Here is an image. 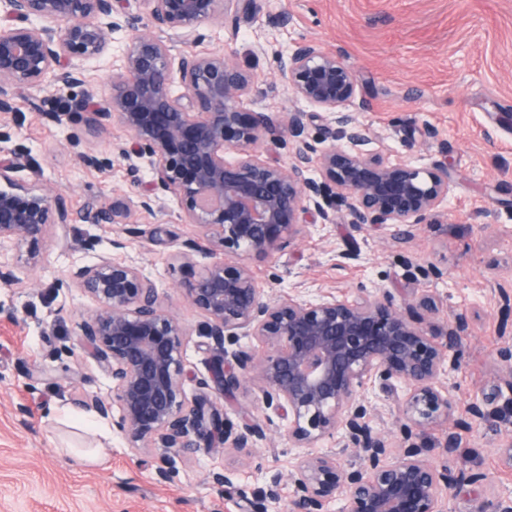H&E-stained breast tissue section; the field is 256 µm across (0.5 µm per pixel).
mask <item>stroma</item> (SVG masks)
Masks as SVG:
<instances>
[{
	"mask_svg": "<svg viewBox=\"0 0 512 512\" xmlns=\"http://www.w3.org/2000/svg\"><path fill=\"white\" fill-rule=\"evenodd\" d=\"M224 11L227 25H205L202 42L176 38L169 46L175 55L232 51L241 69L259 77L244 108H299L260 48L314 39L342 54L367 102L360 120L389 160L419 167L444 162L452 172L447 219L421 226L409 243L394 242L385 226L355 235L344 223L318 224L253 268L271 298L295 285L338 295L377 286L399 305L421 292L433 296L438 309L429 319L439 325L468 316L469 333L442 380L458 406L479 399L478 423L460 431L454 417L443 415L407 437L402 396L388 399L372 388L367 398L372 426L394 448L411 442L425 448L431 463L484 474L482 485L457 487L447 512H487L491 500L512 491V370L497 357L500 347L512 345V305L500 297L512 285V0H224ZM127 37L124 30L113 33L109 53L87 63L85 87L31 88L42 111L25 107L19 119L0 121V147L31 163L19 172L20 185L61 191L76 212L116 201L131 211L124 224L50 226L25 284L0 285V512H242L238 497L224 496L210 473H230L254 496L268 473H288L299 454L278 420L254 459L229 449L190 450L161 484L111 419L70 400L75 390L107 394L112 381L93 360L68 351L77 321L93 303L67 270L71 262L110 255L116 237L188 334V367L207 371L199 334L204 317L183 293L207 263L198 254L183 257L185 242L201 228L184 222L170 195L155 215L139 211L126 164L112 154L114 144L130 139L119 121L102 127L82 113L59 125L46 117L84 90L104 93ZM91 156L98 165L88 164ZM351 241L359 260L340 257ZM37 366L50 377L32 379ZM264 414L262 382L253 374L225 401L224 417L237 429L244 418ZM452 434L458 446L448 456L443 448Z\"/></svg>",
	"mask_w": 512,
	"mask_h": 512,
	"instance_id": "1",
	"label": "stroma"
}]
</instances>
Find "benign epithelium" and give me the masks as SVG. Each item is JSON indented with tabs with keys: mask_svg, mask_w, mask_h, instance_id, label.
Wrapping results in <instances>:
<instances>
[{
	"mask_svg": "<svg viewBox=\"0 0 512 512\" xmlns=\"http://www.w3.org/2000/svg\"><path fill=\"white\" fill-rule=\"evenodd\" d=\"M124 2L0 0V114L17 115L18 94L31 87L84 85V64L108 51L113 33L130 31L107 93L86 91L72 108L101 126L116 118L131 133L113 154L127 162L135 183L139 160H146L151 180L140 194L142 212L154 215L160 196L170 193L180 200L185 223L205 230L188 248L212 262L184 291L206 316L200 335L208 339V376L187 368L186 334L161 304L156 284L117 254L126 243L114 239L116 255L68 268L69 279L94 303L76 324L75 345L112 380L109 394L74 391L71 401L112 419L133 453H153L154 474L163 483L180 454L197 448L205 433L244 455L267 442L271 418H248L235 432L223 417L222 401L255 373L265 409L288 421L296 447L312 448L339 434L360 460L353 468L331 454L295 458L288 512H325L339 497L345 512H446L443 504L459 484L483 476L434 466L412 445L388 461L391 442L370 425L373 406L364 391L376 386L391 397L396 384L405 386L406 434L458 409L460 426L469 428L482 418L480 404L458 408L441 380L449 340L467 335V317L436 326L414 315L416 307L436 311L433 297L422 294L402 309L379 287L341 299H307L291 288L271 299L248 263L218 259L216 250L269 259L305 233L300 215H311L314 224L336 223L332 195L345 203L354 231L395 225V240L407 243L420 225L445 215L448 165L392 162L374 147L356 116L365 103L356 101V81L341 53L312 40L272 50L291 94L327 114V144L318 150L306 141L309 113L244 110L255 77L232 53H170L160 34L200 40L202 26L225 22L223 0H139L156 35L123 18ZM282 128L295 145L296 161L287 165L257 154L259 147L266 153L279 148ZM21 170L16 154L0 148L6 184L0 188L1 285L25 283L38 264L32 246L48 226L130 217L115 204H92L77 218L63 193L19 185L14 174ZM188 382L198 392L187 394ZM212 482L224 495H237L244 512H267L266 502L280 499L282 476L273 475L255 498L235 487L229 473H212Z\"/></svg>",
	"mask_w": 512,
	"mask_h": 512,
	"instance_id": "7a95c632",
	"label": "benign epithelium"
}]
</instances>
